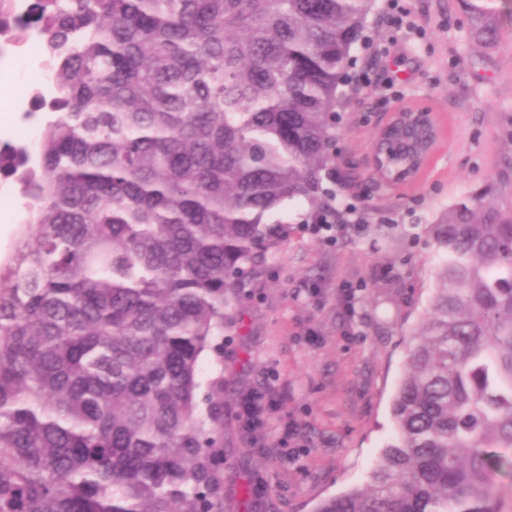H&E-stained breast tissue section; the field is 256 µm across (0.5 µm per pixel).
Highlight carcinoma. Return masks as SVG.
I'll use <instances>...</instances> for the list:
<instances>
[{"label": "carcinoma", "instance_id": "cac0c4a2", "mask_svg": "<svg viewBox=\"0 0 512 512\" xmlns=\"http://www.w3.org/2000/svg\"><path fill=\"white\" fill-rule=\"evenodd\" d=\"M498 0L470 34L499 36ZM375 0H0L53 93L36 158L0 141L30 220L0 263V512H224V310L279 234L320 216L330 112ZM429 225L439 265L363 487L315 512H509L512 206Z\"/></svg>", "mask_w": 512, "mask_h": 512}]
</instances>
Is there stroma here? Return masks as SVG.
I'll use <instances>...</instances> for the list:
<instances>
[{"label":"stroma","instance_id":"obj_1","mask_svg":"<svg viewBox=\"0 0 512 512\" xmlns=\"http://www.w3.org/2000/svg\"><path fill=\"white\" fill-rule=\"evenodd\" d=\"M377 0L352 52L336 104V139L322 187L344 214L335 240L313 229L302 201L274 218L281 235L224 323V512H314L364 485L395 430L391 402L413 331L435 284L427 229L458 198L496 184L512 204V15L497 42L469 34L467 0ZM435 113L440 136L415 178L382 182L370 156L392 112ZM0 259L25 219L11 180L0 181ZM272 392L256 432L253 394ZM297 429L284 463L277 439ZM268 488L256 498L254 478Z\"/></svg>","mask_w":512,"mask_h":512}]
</instances>
